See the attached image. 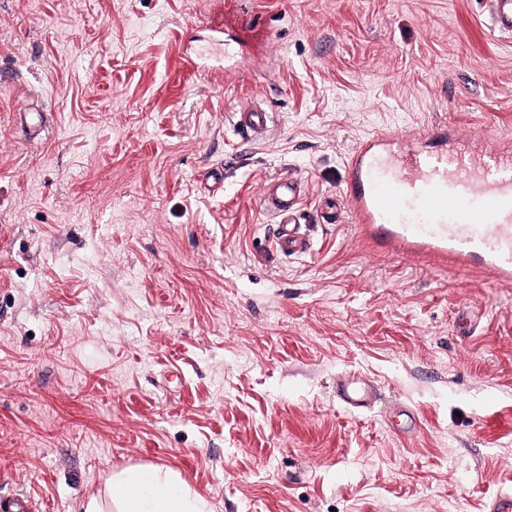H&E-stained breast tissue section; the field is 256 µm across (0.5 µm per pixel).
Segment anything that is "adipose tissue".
<instances>
[{"instance_id":"adipose-tissue-1","label":"adipose tissue","mask_w":512,"mask_h":512,"mask_svg":"<svg viewBox=\"0 0 512 512\" xmlns=\"http://www.w3.org/2000/svg\"><path fill=\"white\" fill-rule=\"evenodd\" d=\"M109 501L90 498L86 512H210L208 501L170 469L138 465L111 474Z\"/></svg>"}]
</instances>
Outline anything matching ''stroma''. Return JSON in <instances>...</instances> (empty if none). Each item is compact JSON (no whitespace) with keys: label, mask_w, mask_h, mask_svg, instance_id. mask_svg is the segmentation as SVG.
Masks as SVG:
<instances>
[{"label":"stroma","mask_w":512,"mask_h":512,"mask_svg":"<svg viewBox=\"0 0 512 512\" xmlns=\"http://www.w3.org/2000/svg\"><path fill=\"white\" fill-rule=\"evenodd\" d=\"M487 9L0 0V496L84 512L145 464L213 512H486L512 487V282L322 214L373 133L512 149V39ZM253 12L270 23L251 40ZM252 105L274 116L257 144L232 127ZM288 176L304 256L274 250L262 205ZM348 373L374 409L337 402ZM336 398L348 410L362 411L374 407L379 399L378 389L368 379L346 374L336 381Z\"/></svg>","instance_id":"35a3bbf8"}]
</instances>
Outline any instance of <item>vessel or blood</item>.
Returning <instances> with one entry per match:
<instances>
[{
    "instance_id": "1",
    "label": "vessel or blood",
    "mask_w": 512,
    "mask_h": 512,
    "mask_svg": "<svg viewBox=\"0 0 512 512\" xmlns=\"http://www.w3.org/2000/svg\"><path fill=\"white\" fill-rule=\"evenodd\" d=\"M490 28L512 37V0H490ZM271 115L238 112L234 127L246 142L262 139ZM411 146L376 133L346 160L344 197L358 235L376 251L399 253L445 266L451 263L512 280V158L500 157V176L487 165L449 150L445 136L408 133ZM303 183L291 177L267 184L264 205L275 220L274 249L285 256L308 254L313 242L300 224ZM336 397L349 410L374 407V383L357 374L336 381Z\"/></svg>"
}]
</instances>
